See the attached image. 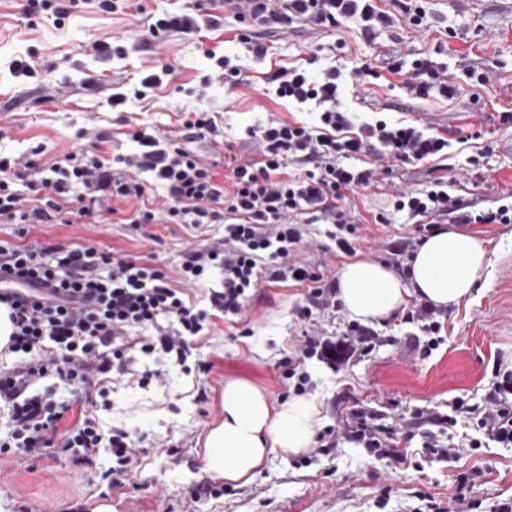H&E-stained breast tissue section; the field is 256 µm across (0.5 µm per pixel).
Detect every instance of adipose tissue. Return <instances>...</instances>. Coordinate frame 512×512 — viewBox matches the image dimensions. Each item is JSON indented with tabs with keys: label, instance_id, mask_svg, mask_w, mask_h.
<instances>
[{
	"label": "adipose tissue",
	"instance_id": "ef3b65f1",
	"mask_svg": "<svg viewBox=\"0 0 512 512\" xmlns=\"http://www.w3.org/2000/svg\"><path fill=\"white\" fill-rule=\"evenodd\" d=\"M409 265L405 284L380 262L345 263L337 276L338 297L349 315L381 321L412 295L438 308L459 305L471 298L489 265V251L481 240L445 224L425 239ZM319 422L315 403L302 398L276 403L249 381H228L222 418L204 440V470L218 479L251 481L273 452L289 456L308 448Z\"/></svg>",
	"mask_w": 512,
	"mask_h": 512
}]
</instances>
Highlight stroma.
<instances>
[{
    "mask_svg": "<svg viewBox=\"0 0 512 512\" xmlns=\"http://www.w3.org/2000/svg\"><path fill=\"white\" fill-rule=\"evenodd\" d=\"M23 2L0 0V155L25 159L38 149L46 161L75 151L96 127L111 136L104 145L109 157L124 156L136 148L129 134L137 125L175 138L185 113L203 106L222 113L235 155L253 157L259 147L247 133L250 126L271 118H312L267 84L278 67L306 63L316 72L336 64L350 73L385 52L418 53L447 64L457 85L453 98H414L404 88L403 75L385 70L358 87L356 98H345V105L368 118L417 121L450 138L481 132L492 156L473 166L466 154L452 153L442 161L441 173L457 178L458 195L479 208L501 205L512 191V122L500 120L502 112L512 111V0H423V29L399 19L373 40L364 38L354 19L333 33L301 23L267 33L228 12L222 27L201 36L172 33L155 39L147 32L151 17L189 0H131L129 8L112 14L99 13L84 0H69L68 13L59 20L47 13L26 18ZM246 35L268 44L269 54L250 53L242 41ZM105 37L119 40L124 55L105 61L95 57L91 45ZM313 49L319 52L314 64L308 61ZM210 50L240 65L245 85L230 90L216 80L203 86L213 66L206 56ZM18 56L30 57L33 76L9 73V61ZM160 61L173 66V75L144 99L132 97L133 85ZM469 68L488 73L489 83L481 86L468 78ZM90 77L99 79L98 89H88ZM116 93L127 96L117 111L109 104ZM362 164L380 169L378 185L346 192L340 205L358 224L356 258L386 263L393 241L416 234L406 215L393 214V194L429 188L436 174L428 163H385L372 155ZM380 213L392 215V223H376ZM295 222L303 233L300 259L336 281L344 260L326 237L325 224L310 214ZM464 230L486 242L491 265L472 301L440 310L443 342L430 356L413 351L410 339L418 326L397 313L371 323L377 334L372 352L337 367L315 355L300 365L308 378L305 396L320 409L317 430H334L335 447L312 445L288 457L273 453L244 485L202 469L203 440L221 418L226 381L244 379L273 401H288L296 395V381L282 363L295 355L303 331L336 337L352 321L341 307L302 319V288L264 284L240 315L211 319L186 363L161 366L159 378L143 387L135 375L112 382L98 404L104 429H123L147 450L123 488L89 494V485L110 464L105 453L81 466L65 454L32 461L0 457V512H18L22 503L30 512H424L427 494L440 506L454 504L456 512H497L498 503L512 499V447L490 441L473 427L437 426L430 432L439 445L464 435L476 442L458 455L440 457L422 449L429 431L413 424L416 414L444 415L459 401L482 405L495 381L494 362L512 368V224H468ZM153 232L150 240L132 225L107 220L29 224L22 230L0 223V239L20 234L28 243L93 242L158 264L172 277L191 246L221 238L224 227L211 224L200 231L165 224ZM202 363L209 372H199ZM357 409L383 414L386 424L397 429L395 450L401 460L343 436ZM473 470L478 478L464 500L456 501L459 476Z\"/></svg>",
    "mask_w": 512,
    "mask_h": 512,
    "instance_id": "obj_1",
    "label": "stroma"
}]
</instances>
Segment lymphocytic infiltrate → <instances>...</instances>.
Here are the masks:
<instances>
[{
  "mask_svg": "<svg viewBox=\"0 0 512 512\" xmlns=\"http://www.w3.org/2000/svg\"><path fill=\"white\" fill-rule=\"evenodd\" d=\"M238 17L267 30L303 22L325 30L348 19L361 23L366 38L390 27L392 16L378 0H225ZM219 18L202 8L167 12L148 27L152 37L170 32L197 35L218 26ZM391 73H407L405 85L418 98L431 92L453 95L446 66L423 57L405 61L389 56ZM277 96L297 107L315 105L313 123L272 119L250 127L261 145L257 161L231 157L224 173L214 162L180 146L170 137L136 131L137 152L118 164L100 155L103 135L89 150L37 163H17L0 157V221L9 224H94L118 214L114 200H136L120 214L122 223L220 224L224 235L204 241L186 254L179 279L157 265L94 243H25L0 240V305L8 307L13 331L6 350L18 355L16 365L0 370V404L5 405L9 430L0 437V455L41 459L69 451L91 462L109 449L112 466L100 474L101 488H119L137 469L142 449L127 433L104 435L95 395L105 393L113 379L128 375L130 352L155 355L157 360L186 361L191 337L203 332L211 315H239L252 291L262 283L292 282L305 288L302 317L333 305L334 284L298 260L300 229L291 218L308 210L334 227L330 239L344 255L355 251L357 225L337 202L344 191L371 187L376 170L358 169L354 160L375 153L379 160L433 162L447 155L451 140L415 124L360 120L342 105L346 84L337 67L312 73L282 67L268 79ZM304 165L288 173L290 164ZM453 181L435 178L428 190L399 191L394 210L422 222L433 232L451 224H511L512 204L475 210L453 195ZM219 272L221 289L212 291L210 310H195L185 289L206 274ZM376 335L349 325L336 341L307 335L298 358L313 354L345 361L356 351L371 350ZM71 380L82 399L62 405L31 394V387L49 374ZM474 419L488 439L512 446V371L504 372L486 394L483 406H451L448 414L419 413L418 425L456 426L459 418ZM348 438L367 448L391 447L393 430L376 414L355 411L344 429Z\"/></svg>",
  "mask_w": 512,
  "mask_h": 512,
  "instance_id": "f902f5d3",
  "label": "lymphocytic infiltrate"
}]
</instances>
